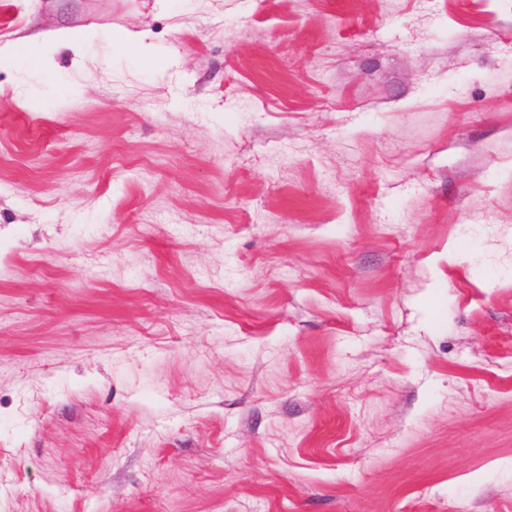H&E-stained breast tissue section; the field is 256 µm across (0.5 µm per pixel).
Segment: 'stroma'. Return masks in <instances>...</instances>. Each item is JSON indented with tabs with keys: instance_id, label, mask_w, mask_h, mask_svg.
Segmentation results:
<instances>
[{
	"instance_id": "stroma-1",
	"label": "stroma",
	"mask_w": 512,
	"mask_h": 512,
	"mask_svg": "<svg viewBox=\"0 0 512 512\" xmlns=\"http://www.w3.org/2000/svg\"><path fill=\"white\" fill-rule=\"evenodd\" d=\"M58 28L0 61V512H512V0H0Z\"/></svg>"
}]
</instances>
